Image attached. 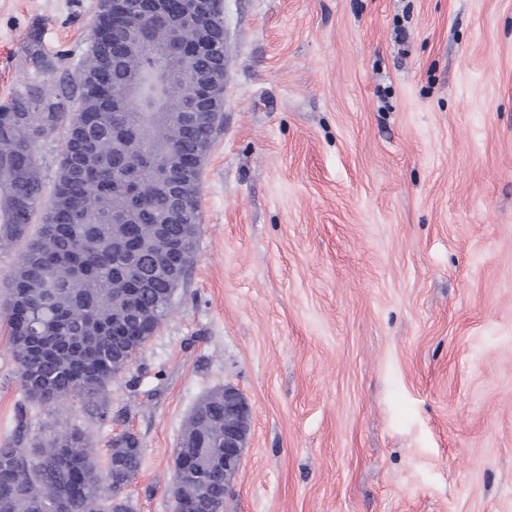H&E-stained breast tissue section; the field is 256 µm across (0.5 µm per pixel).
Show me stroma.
Instances as JSON below:
<instances>
[{
	"label": "stroma",
	"instance_id": "stroma-1",
	"mask_svg": "<svg viewBox=\"0 0 512 512\" xmlns=\"http://www.w3.org/2000/svg\"><path fill=\"white\" fill-rule=\"evenodd\" d=\"M96 0H0V102L37 38L60 89ZM224 114L165 320L93 402L0 445L134 428L133 512H172L209 391L252 407L227 512H512V0H224Z\"/></svg>",
	"mask_w": 512,
	"mask_h": 512
}]
</instances>
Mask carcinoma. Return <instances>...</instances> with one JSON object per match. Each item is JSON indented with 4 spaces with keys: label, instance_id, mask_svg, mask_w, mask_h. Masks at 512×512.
I'll list each match as a JSON object with an SVG mask.
<instances>
[{
    "label": "carcinoma",
    "instance_id": "1",
    "mask_svg": "<svg viewBox=\"0 0 512 512\" xmlns=\"http://www.w3.org/2000/svg\"><path fill=\"white\" fill-rule=\"evenodd\" d=\"M97 40L67 87L47 90L28 81L0 104V247L24 243L10 275L5 304L19 378L28 401L49 403L75 394L92 401L116 375L115 341L148 334L166 313L168 289L183 275L167 261L150 225L168 220L157 172L172 158L185 173L213 140L222 117L191 126L171 119L188 101L183 58L170 53L162 27L148 43L112 52V17L96 11ZM151 66L170 73L163 112L147 97L126 95V77ZM125 96L123 114L112 99ZM83 124L86 151L74 163L61 154L50 201L43 204L39 145L59 127ZM129 163L133 178L112 176V159ZM129 211V223H112V211ZM37 225L31 231V225ZM122 237L136 254L126 272L112 241ZM134 300L143 323L112 316V301ZM25 412L19 411L12 442L0 446V512H128L105 494L140 468L134 436L105 465L84 448L78 430L57 431L41 448L20 446ZM181 454L193 474L172 486L173 512H200L224 499V392L201 399L194 425L182 434Z\"/></svg>",
    "mask_w": 512,
    "mask_h": 512
}]
</instances>
